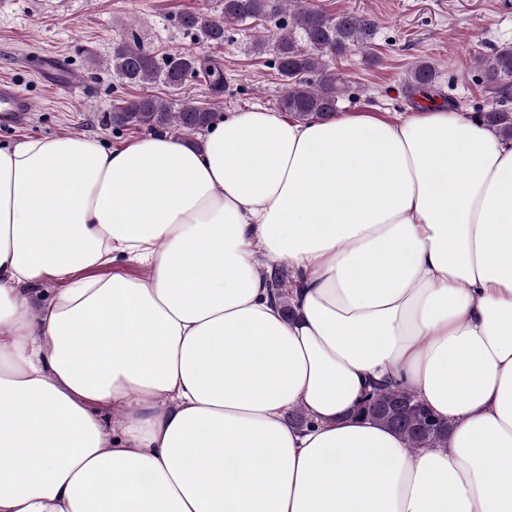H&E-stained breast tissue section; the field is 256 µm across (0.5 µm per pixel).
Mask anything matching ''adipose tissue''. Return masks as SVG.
Returning <instances> with one entry per match:
<instances>
[{
  "instance_id": "1",
  "label": "adipose tissue",
  "mask_w": 512,
  "mask_h": 512,
  "mask_svg": "<svg viewBox=\"0 0 512 512\" xmlns=\"http://www.w3.org/2000/svg\"><path fill=\"white\" fill-rule=\"evenodd\" d=\"M372 381L447 444L355 416ZM0 512H512V142L431 105L1 146Z\"/></svg>"
}]
</instances>
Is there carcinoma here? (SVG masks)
Masks as SVG:
<instances>
[{"label":"carcinoma","mask_w":512,"mask_h":512,"mask_svg":"<svg viewBox=\"0 0 512 512\" xmlns=\"http://www.w3.org/2000/svg\"><path fill=\"white\" fill-rule=\"evenodd\" d=\"M288 9L293 30L255 36L254 48L262 51L274 41L276 67L284 81L278 108L301 121L328 119L336 115L344 85L340 74L327 69L325 59L362 50L375 35L373 19L354 12L331 15L305 5L304 0H221L215 12L188 13L179 18L181 27L198 31L206 43L224 46L226 32L249 20L266 19ZM113 72L130 84L161 81L173 89L182 87L187 77L205 70L215 91L226 88L224 73L198 55L176 51L162 61L138 43L122 42L112 49ZM485 80L493 99L474 118L501 137L512 140V47L498 50L483 61ZM438 71L427 60L414 62L406 71L409 97L435 101L433 90ZM217 118L211 108L193 102L169 103L153 96L122 99L112 104V127L175 129L186 136L204 131ZM399 433L413 448L436 447L447 443L450 425L436 419L410 388L371 384L353 410Z\"/></svg>","instance_id":"obj_1"}]
</instances>
